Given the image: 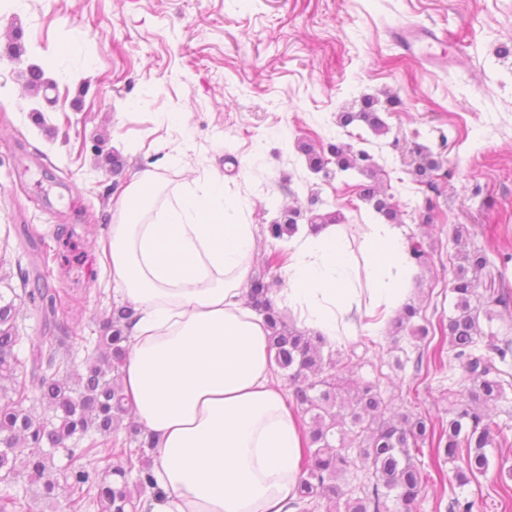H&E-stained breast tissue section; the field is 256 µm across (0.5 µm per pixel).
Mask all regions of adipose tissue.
<instances>
[{
  "mask_svg": "<svg viewBox=\"0 0 512 512\" xmlns=\"http://www.w3.org/2000/svg\"><path fill=\"white\" fill-rule=\"evenodd\" d=\"M254 227L223 177L169 189L159 171L122 189L101 241L116 300L130 304L121 385L152 436L162 495L150 512H295L301 437L272 380L266 325L246 305ZM415 270L396 225H298L279 295L300 326L343 343L381 333Z\"/></svg>",
  "mask_w": 512,
  "mask_h": 512,
  "instance_id": "ef3b65f1",
  "label": "adipose tissue"
}]
</instances>
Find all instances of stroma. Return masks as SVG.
Masks as SVG:
<instances>
[{
	"instance_id": "obj_1",
	"label": "stroma",
	"mask_w": 512,
	"mask_h": 512,
	"mask_svg": "<svg viewBox=\"0 0 512 512\" xmlns=\"http://www.w3.org/2000/svg\"><path fill=\"white\" fill-rule=\"evenodd\" d=\"M409 25L436 32L442 64L423 65L394 41ZM48 58L57 62L46 72L53 86L33 91L28 69ZM386 91L400 100L384 115L387 135L337 124L338 113ZM353 135L383 171L402 236L423 237L430 254L408 294L427 320L453 312L455 225H468L490 255L478 296L494 281L512 290V0H0V295L12 298L29 277L67 301L56 335L100 336L113 284L96 245L112 195L165 155L168 182L216 172L231 184L261 254L283 252L267 227L292 207L367 223L363 176L312 173L297 148ZM420 145L440 164L430 186L412 168ZM109 153L122 159L120 172ZM60 233L87 254L63 277L40 261L43 241ZM353 352L347 385L376 382L403 412L448 418L465 385L450 359L409 401L418 351L407 335L361 333L334 357ZM499 370L507 397L490 408L487 472L461 487L455 463L442 462L445 486H427L414 512H452L457 497L474 501V512H512L503 492L512 479L499 476L501 460L512 462V362Z\"/></svg>"
}]
</instances>
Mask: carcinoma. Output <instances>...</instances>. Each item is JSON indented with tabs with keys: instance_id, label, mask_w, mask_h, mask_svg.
<instances>
[{
	"instance_id": "cac0c4a2",
	"label": "carcinoma",
	"mask_w": 512,
	"mask_h": 512,
	"mask_svg": "<svg viewBox=\"0 0 512 512\" xmlns=\"http://www.w3.org/2000/svg\"><path fill=\"white\" fill-rule=\"evenodd\" d=\"M356 120L377 136L389 132L370 100L359 112L340 115L339 125L347 127ZM300 152L313 173H326L333 163L340 172L355 171L371 179L372 183L361 185L360 196L389 223L398 221V205L381 187V169L368 151L356 150L349 143H330L326 154L312 144L302 145ZM299 215L300 210H289L288 222L269 225V235L280 239L294 233ZM469 240L466 225L454 228L456 252L450 259L455 267L453 314L448 322L416 323L421 308L413 303L405 304L392 322L395 333L405 332L432 346L429 363L437 371L445 367L444 346L451 343L470 388L446 422L395 410L372 383L344 398L343 368L340 362L324 358L327 340L286 321L269 297L270 284L264 274L249 279L248 306L264 316L274 362L288 371L304 433L297 501L315 509L323 506L326 512H389L387 499L391 497L396 508L411 512L428 482L446 481L441 467L425 468L426 448L437 463L464 461L465 468L455 474L461 485L488 470L493 421L487 410L505 394L495 361L506 362L512 344H489L492 354L482 352L480 317L493 320L492 305H507L508 294L505 290L490 293L484 307L474 303L479 278L490 259L485 248ZM23 294L45 314L46 327H51L49 318L57 310V296L45 288H28L26 278ZM133 313L130 306L112 304L105 333L87 351L84 372L73 376L68 373V354L60 352L65 340L43 336L24 347L15 299L0 295V482L25 478L39 487L44 498L64 488L69 512H142L146 496L160 495L150 469L151 437L130 423L126 438L112 439L130 415L120 372L128 341L126 325ZM30 402L40 404L45 416L26 407ZM59 449L68 457L61 471L54 462ZM358 460L369 467L362 495L354 497L348 483L339 479L347 478ZM25 500L18 494L1 497L0 512H31L33 506L25 505Z\"/></svg>"
}]
</instances>
